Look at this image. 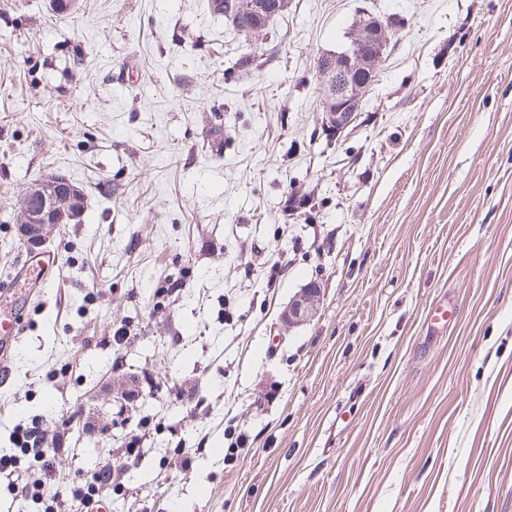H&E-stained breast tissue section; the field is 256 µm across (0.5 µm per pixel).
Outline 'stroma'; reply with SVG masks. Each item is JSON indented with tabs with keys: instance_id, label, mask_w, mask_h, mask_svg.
<instances>
[{
	"instance_id": "stroma-1",
	"label": "stroma",
	"mask_w": 512,
	"mask_h": 512,
	"mask_svg": "<svg viewBox=\"0 0 512 512\" xmlns=\"http://www.w3.org/2000/svg\"><path fill=\"white\" fill-rule=\"evenodd\" d=\"M369 16L408 33L326 135L317 60ZM53 176L84 210L0 453L39 423L48 485L111 464L112 512H512V0H288L252 39L205 0H0V287ZM319 304V288L315 289L313 286L305 288L303 293L288 306V310L284 314V319L291 324L309 322L316 317Z\"/></svg>"
}]
</instances>
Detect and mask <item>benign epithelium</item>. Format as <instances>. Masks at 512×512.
I'll list each match as a JSON object with an SVG mask.
<instances>
[{"label": "benign epithelium", "mask_w": 512, "mask_h": 512, "mask_svg": "<svg viewBox=\"0 0 512 512\" xmlns=\"http://www.w3.org/2000/svg\"><path fill=\"white\" fill-rule=\"evenodd\" d=\"M280 0H236L227 2L228 12L247 11L249 20L254 14L270 11ZM390 43L388 29L383 21L370 17L364 19L349 36L347 46L336 53L319 59L318 76L324 88L322 127L333 134L343 132L353 123L355 112L362 98L370 92L381 71ZM366 73L371 81L358 82V75ZM64 182L58 177L47 182L34 184L24 194L30 205L19 222V228L27 244L35 248L47 237L50 227L64 223L69 215L70 199L53 190ZM320 304V291L309 287L304 289L288 306L284 319L290 324H299L316 317Z\"/></svg>", "instance_id": "benign-epithelium-1"}]
</instances>
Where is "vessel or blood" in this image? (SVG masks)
Instances as JSON below:
<instances>
[{"instance_id": "b4317fda", "label": "vessel or blood", "mask_w": 512, "mask_h": 512, "mask_svg": "<svg viewBox=\"0 0 512 512\" xmlns=\"http://www.w3.org/2000/svg\"><path fill=\"white\" fill-rule=\"evenodd\" d=\"M55 260L38 253L21 261L14 272L13 284L0 290V387L12 384L13 363L19 351V337L34 297L43 295L52 281Z\"/></svg>"}]
</instances>
